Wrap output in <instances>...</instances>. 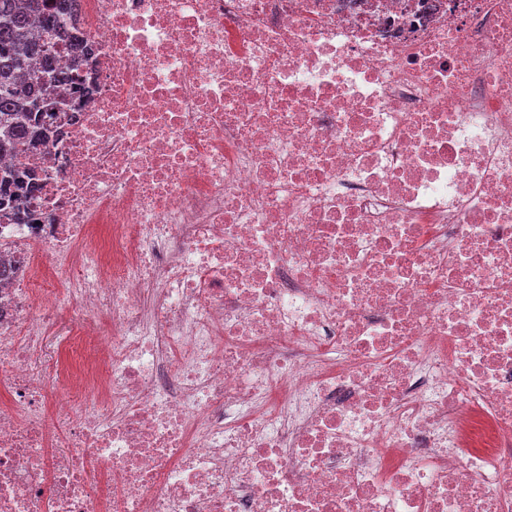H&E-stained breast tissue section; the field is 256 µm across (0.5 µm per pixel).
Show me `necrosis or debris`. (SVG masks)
<instances>
[{
	"mask_svg": "<svg viewBox=\"0 0 512 512\" xmlns=\"http://www.w3.org/2000/svg\"><path fill=\"white\" fill-rule=\"evenodd\" d=\"M60 27L88 94L0 155V512H512V0ZM23 169L4 170L0 175V209L5 215L16 216L24 209L27 199L34 195L36 184ZM12 216V217H13Z\"/></svg>",
	"mask_w": 512,
	"mask_h": 512,
	"instance_id": "4bbe7bcc",
	"label": "necrosis or debris"
}]
</instances>
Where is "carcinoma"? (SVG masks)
<instances>
[{"mask_svg":"<svg viewBox=\"0 0 512 512\" xmlns=\"http://www.w3.org/2000/svg\"><path fill=\"white\" fill-rule=\"evenodd\" d=\"M76 0H0V154L12 153L22 146H33L44 137L47 127L46 103L59 108L66 99L53 97L58 87L83 82L73 70H54L47 61L50 54L48 34L57 18L72 12ZM44 63L29 78L21 74L36 63ZM36 184L19 169L0 173V210L16 216L34 195Z\"/></svg>","mask_w":512,"mask_h":512,"instance_id":"1","label":"carcinoma"}]
</instances>
